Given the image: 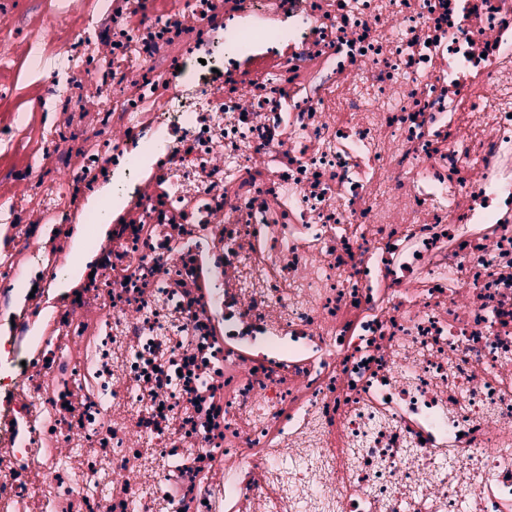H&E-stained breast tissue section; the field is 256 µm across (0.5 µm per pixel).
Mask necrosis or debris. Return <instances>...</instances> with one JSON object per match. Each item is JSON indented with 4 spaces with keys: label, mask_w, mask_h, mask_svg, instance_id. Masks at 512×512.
Masks as SVG:
<instances>
[{
    "label": "necrosis or debris",
    "mask_w": 512,
    "mask_h": 512,
    "mask_svg": "<svg viewBox=\"0 0 512 512\" xmlns=\"http://www.w3.org/2000/svg\"><path fill=\"white\" fill-rule=\"evenodd\" d=\"M5 506L512 512V0H0Z\"/></svg>",
    "instance_id": "4bbe7bcc"
}]
</instances>
